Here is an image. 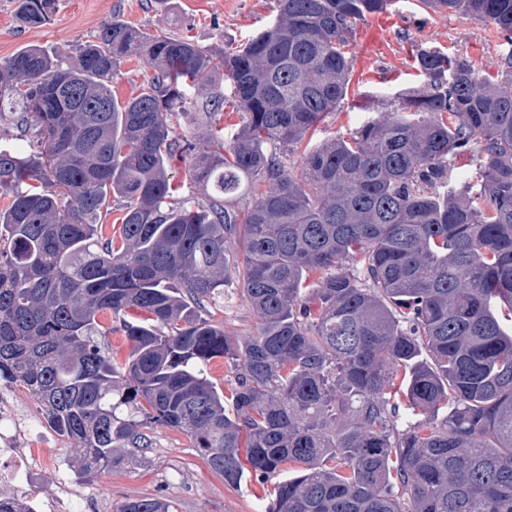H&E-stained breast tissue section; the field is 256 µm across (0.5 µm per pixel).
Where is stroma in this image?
<instances>
[{"label":"stroma","mask_w":512,"mask_h":512,"mask_svg":"<svg viewBox=\"0 0 512 512\" xmlns=\"http://www.w3.org/2000/svg\"><path fill=\"white\" fill-rule=\"evenodd\" d=\"M275 0H59L50 22L38 28L21 24L14 0H0V63L25 46L70 51L93 40L112 18L154 35L176 34L223 56L274 16ZM437 49L470 60L480 76L494 80L512 72V42L491 23L458 13L434 12L418 0H396L386 10L366 14L350 45L353 70L347 97L321 125L325 137L356 131L374 112H394L401 94L422 87L415 64L417 49ZM151 64L126 59L112 74V93L121 101L137 95L153 76ZM211 320L226 336L256 335L260 320L238 288L210 306ZM153 448L147 462H126L91 478L92 493L82 512H107L124 501L161 496L173 512H265L273 483L248 477L232 486L209 469L183 433L150 427Z\"/></svg>","instance_id":"stroma-1"}]
</instances>
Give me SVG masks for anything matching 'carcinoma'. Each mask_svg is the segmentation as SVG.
<instances>
[{
  "label": "carcinoma",
  "instance_id": "obj_1",
  "mask_svg": "<svg viewBox=\"0 0 512 512\" xmlns=\"http://www.w3.org/2000/svg\"><path fill=\"white\" fill-rule=\"evenodd\" d=\"M16 2L33 26L58 6ZM419 2L512 41V0ZM276 3L222 59L114 18L74 63L28 46L0 64V118L33 115L38 148L0 147V383L36 399L82 478L146 452L155 424L229 485L294 466L268 512H512V81L421 49L426 88L304 150L296 175L278 150L336 111L356 21L394 0ZM134 55L155 74L121 102L112 71ZM220 68L207 136L176 140L171 117L198 105L187 89ZM228 99L241 125L227 139ZM176 153L206 203L174 201ZM465 157L474 177L452 186ZM230 284L260 319L242 343L203 316ZM131 309L148 318L118 327L121 362L98 319ZM216 357L235 375L228 396L206 374ZM117 512L171 510L143 498Z\"/></svg>",
  "mask_w": 512,
  "mask_h": 512
}]
</instances>
